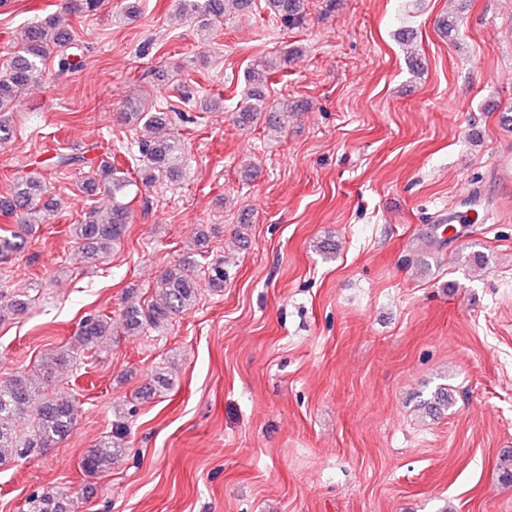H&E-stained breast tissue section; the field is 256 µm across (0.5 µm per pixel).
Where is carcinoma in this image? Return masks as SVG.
<instances>
[{
  "label": "carcinoma",
  "instance_id": "carcinoma-1",
  "mask_svg": "<svg viewBox=\"0 0 512 512\" xmlns=\"http://www.w3.org/2000/svg\"><path fill=\"white\" fill-rule=\"evenodd\" d=\"M268 8L279 17L287 28H295L305 21L304 0H266ZM248 0H181L180 8L185 16L202 15L219 19L231 9L240 10ZM100 0H69L65 11L70 15L86 16L96 11ZM64 17L54 13L39 23L25 29L22 44L13 57L10 67L0 73V141L11 135L7 113L30 85L39 82L48 61L57 60V73L66 76L79 68L67 45L63 29ZM283 60L260 58L247 71L252 90L240 107L237 122L243 126L257 124L266 113L275 111L260 88L281 67ZM125 123L141 125L146 135L138 140L140 155L139 181L131 172L117 164L116 157L94 161L84 153H57L48 159L56 168H85L93 170L95 177L85 186L90 190L104 187L112 200L111 206L102 211L91 209L84 220L69 227L73 242L85 263L105 262L115 247L124 240L130 223V206L127 198L131 187L142 183L150 186L161 179L174 180L182 177L180 165L182 147L180 140L171 132L173 118L169 113L145 109L131 102L128 111L120 113ZM44 194L42 181L28 175L19 179L13 191L0 198V212L15 214L33 210ZM32 225L19 219L14 228L0 227V262L8 260L25 244ZM208 284L218 289L224 285V261L217 260L208 267ZM200 290V278L195 261L187 258L165 268L156 282V298L141 302L127 296L120 308L121 327L127 334H139L147 328H161L175 316L190 310L196 304ZM30 299L23 292L8 299H0V322L6 317L28 309ZM112 317L106 314H90L83 318L71 341L47 355L42 360L44 384L40 385L26 374L16 372L0 380V465L26 459L42 453L65 439L78 415L76 399L71 396L51 394L46 383L54 371L74 361L81 355L98 357L103 344L112 339ZM451 394L446 388L438 389L428 403V410L437 412L448 408ZM121 452L107 435L95 447L84 454L81 469L85 476L99 477L110 471L114 457ZM67 494L34 495L29 498L28 512H66L63 503Z\"/></svg>",
  "mask_w": 512,
  "mask_h": 512
}]
</instances>
